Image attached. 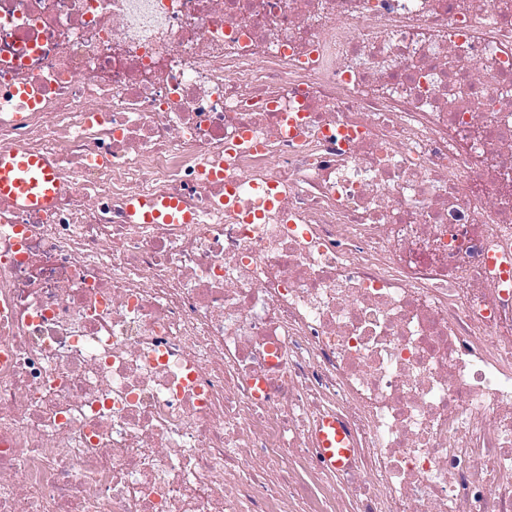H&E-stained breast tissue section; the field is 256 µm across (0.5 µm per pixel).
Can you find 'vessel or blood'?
I'll return each mask as SVG.
<instances>
[{
    "mask_svg": "<svg viewBox=\"0 0 512 512\" xmlns=\"http://www.w3.org/2000/svg\"><path fill=\"white\" fill-rule=\"evenodd\" d=\"M58 176L51 161L20 149L0 150V202L21 209L50 207L56 197ZM128 217L135 224H189L190 210L176 198L135 197L128 203ZM318 446L323 462L331 469L343 468L351 453V438L337 420H324Z\"/></svg>",
    "mask_w": 512,
    "mask_h": 512,
    "instance_id": "vessel-or-blood-1",
    "label": "vessel or blood"
}]
</instances>
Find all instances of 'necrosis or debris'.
I'll list each match as a JSON object with an SVG mask.
<instances>
[{
  "label": "necrosis or debris",
  "mask_w": 512,
  "mask_h": 512,
  "mask_svg": "<svg viewBox=\"0 0 512 512\" xmlns=\"http://www.w3.org/2000/svg\"><path fill=\"white\" fill-rule=\"evenodd\" d=\"M0 148V512H512V0H0ZM57 187L51 161L20 148L0 150V202L21 209L47 208L55 200ZM128 217L134 224H190L193 217L177 198L134 197L128 203ZM317 442L322 460L329 468L342 469L346 465L351 453V438L339 421L332 418L324 420Z\"/></svg>",
  "instance_id": "4bbe7bcc"
}]
</instances>
